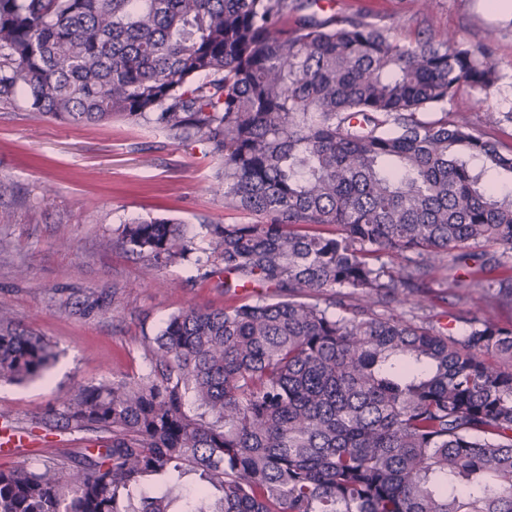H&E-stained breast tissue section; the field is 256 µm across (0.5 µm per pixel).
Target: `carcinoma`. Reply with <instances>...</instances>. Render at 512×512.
<instances>
[{"label": "carcinoma", "mask_w": 512, "mask_h": 512, "mask_svg": "<svg viewBox=\"0 0 512 512\" xmlns=\"http://www.w3.org/2000/svg\"><path fill=\"white\" fill-rule=\"evenodd\" d=\"M492 56L318 0H0V102L202 143L224 208L257 217L115 230L227 300L171 314L146 372L50 407L44 431L98 448L0 470V512H512V327L455 336L391 309L423 308L453 252L512 304V194L483 181L512 174V148L467 116L500 80ZM485 243L504 252L466 251ZM56 357L0 314V382Z\"/></svg>", "instance_id": "obj_1"}]
</instances>
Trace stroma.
Masks as SVG:
<instances>
[{
  "label": "stroma",
  "instance_id": "obj_1",
  "mask_svg": "<svg viewBox=\"0 0 512 512\" xmlns=\"http://www.w3.org/2000/svg\"><path fill=\"white\" fill-rule=\"evenodd\" d=\"M337 15L392 29L411 43L436 29L493 46L500 81L474 104L512 113V17L491 18L481 0H329ZM512 144V120L485 127ZM222 162L201 144L185 146L142 120L74 125L29 112L23 96L0 102V310L14 325L56 343L52 381L0 384V409L19 426L35 425L59 397L142 371L144 337L190 307H220L224 291L183 265L153 270L110 247L112 232L135 220L190 225L248 223L224 207ZM403 316L447 324L487 318L512 325V305H489L433 287L423 309Z\"/></svg>",
  "mask_w": 512,
  "mask_h": 512
}]
</instances>
